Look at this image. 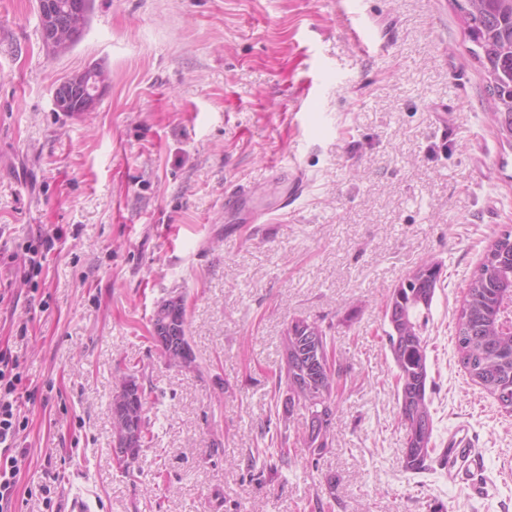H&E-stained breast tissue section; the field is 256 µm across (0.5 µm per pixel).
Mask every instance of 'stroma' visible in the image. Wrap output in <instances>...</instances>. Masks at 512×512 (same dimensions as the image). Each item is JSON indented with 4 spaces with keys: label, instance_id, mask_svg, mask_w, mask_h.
<instances>
[{
    "label": "stroma",
    "instance_id": "1",
    "mask_svg": "<svg viewBox=\"0 0 512 512\" xmlns=\"http://www.w3.org/2000/svg\"><path fill=\"white\" fill-rule=\"evenodd\" d=\"M472 49L455 0H93L55 55L37 0H0V249L60 235L37 277L0 269V349L35 395L11 512H47L45 483L101 512H512V414L456 349L469 278L512 231V144ZM92 67L109 85L66 117L56 85ZM430 258L436 452L411 473L385 305ZM174 295L190 370L152 339ZM297 317L343 368L316 458L276 386ZM129 375L149 434L126 473L111 401ZM462 426L482 464L452 478Z\"/></svg>",
    "mask_w": 512,
    "mask_h": 512
}]
</instances>
